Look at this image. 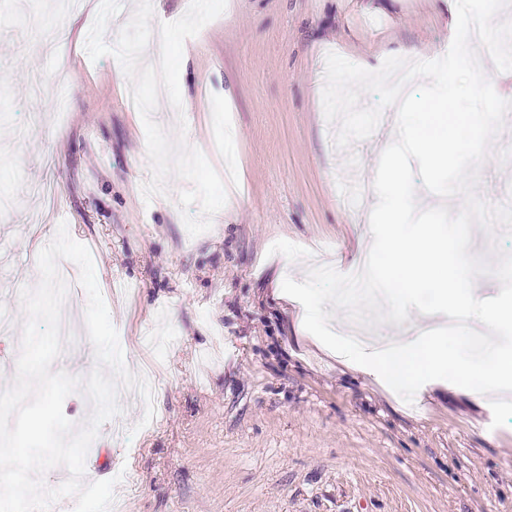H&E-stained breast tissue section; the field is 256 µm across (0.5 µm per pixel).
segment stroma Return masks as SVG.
Wrapping results in <instances>:
<instances>
[{"label":"stroma","mask_w":512,"mask_h":512,"mask_svg":"<svg viewBox=\"0 0 512 512\" xmlns=\"http://www.w3.org/2000/svg\"><path fill=\"white\" fill-rule=\"evenodd\" d=\"M98 0H0V312L23 322L29 252L59 223L92 254L130 371L155 374L154 420L104 423L86 456L94 480L121 475L124 512H512V423L492 428L488 397L448 382L404 402L299 329L278 273L310 259L350 273L371 247L380 123L333 143L322 89L328 53L357 65L418 50L442 57L456 19L444 0H227L187 39L186 134L205 150L218 116L238 136V183L209 231L190 236L175 194L145 200L146 137L121 67L46 29L87 36ZM63 88L56 122L35 80ZM478 169V197L512 204V119Z\"/></svg>","instance_id":"stroma-1"}]
</instances>
